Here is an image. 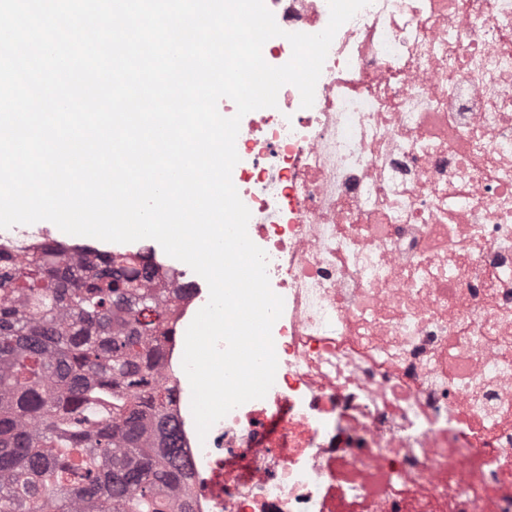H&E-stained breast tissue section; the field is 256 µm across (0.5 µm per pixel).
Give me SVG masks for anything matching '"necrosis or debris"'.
Here are the masks:
<instances>
[{
  "mask_svg": "<svg viewBox=\"0 0 512 512\" xmlns=\"http://www.w3.org/2000/svg\"><path fill=\"white\" fill-rule=\"evenodd\" d=\"M265 4L269 63L329 22ZM236 150L278 367L202 439L164 348L191 512H512V0H371Z\"/></svg>",
  "mask_w": 512,
  "mask_h": 512,
  "instance_id": "4bbe7bcc",
  "label": "necrosis or debris"
}]
</instances>
